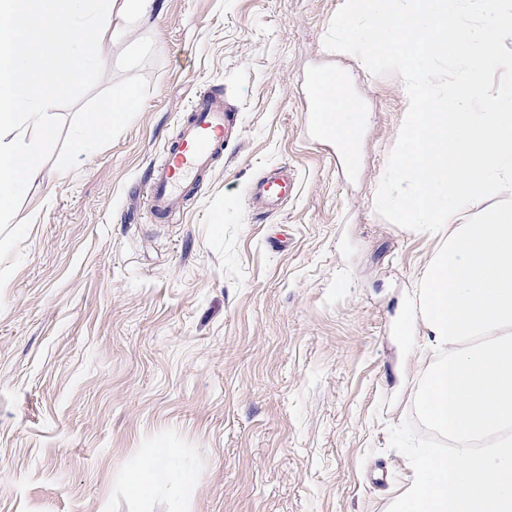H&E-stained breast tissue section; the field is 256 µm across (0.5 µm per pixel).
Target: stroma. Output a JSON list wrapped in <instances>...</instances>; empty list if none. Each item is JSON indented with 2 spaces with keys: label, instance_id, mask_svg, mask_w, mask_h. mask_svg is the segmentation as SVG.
<instances>
[{
  "label": "stroma",
  "instance_id": "stroma-1",
  "mask_svg": "<svg viewBox=\"0 0 512 512\" xmlns=\"http://www.w3.org/2000/svg\"><path fill=\"white\" fill-rule=\"evenodd\" d=\"M344 0H154L49 115L41 172L0 228V512H387L411 466L387 428L435 359L417 287L438 240L375 211L409 100L324 45ZM363 103L345 164L307 136L306 81ZM138 111L77 156L91 110ZM236 135L180 212L147 174L202 90ZM295 191L256 212L249 188ZM184 490L120 491L149 449ZM293 183L288 171L278 168L268 171L251 186L250 192L255 202L271 211L288 200Z\"/></svg>",
  "mask_w": 512,
  "mask_h": 512
}]
</instances>
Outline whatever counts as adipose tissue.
I'll list each match as a JSON object with an SVG mask.
<instances>
[{
    "label": "adipose tissue",
    "mask_w": 512,
    "mask_h": 512,
    "mask_svg": "<svg viewBox=\"0 0 512 512\" xmlns=\"http://www.w3.org/2000/svg\"><path fill=\"white\" fill-rule=\"evenodd\" d=\"M152 0H0V223L40 173V148L52 136L47 121L88 65L104 64L105 48L148 13ZM141 105L135 88L103 101L91 119L96 137L119 128ZM176 487L186 474L154 449L123 485L146 496L157 480Z\"/></svg>",
    "instance_id": "adipose-tissue-1"
}]
</instances>
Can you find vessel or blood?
<instances>
[{
  "label": "vessel or blood",
  "instance_id": "1",
  "mask_svg": "<svg viewBox=\"0 0 512 512\" xmlns=\"http://www.w3.org/2000/svg\"><path fill=\"white\" fill-rule=\"evenodd\" d=\"M308 95L315 103L309 127L319 136L327 132L325 111L337 105L353 111L360 108L359 101L328 71L313 74ZM234 128V114L225 107L223 97L209 91L196 97L189 120L167 143L161 163L151 168L145 183L148 206L154 214L166 216L183 207L210 171L214 158L228 146ZM292 189L287 170L278 168L254 182L250 192L259 206L272 210L287 200Z\"/></svg>",
  "mask_w": 512,
  "mask_h": 512
}]
</instances>
